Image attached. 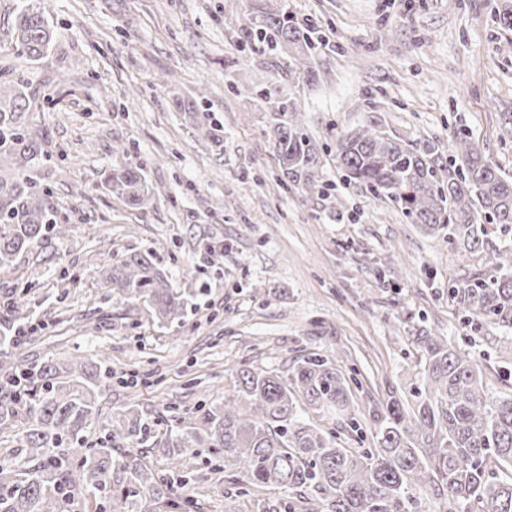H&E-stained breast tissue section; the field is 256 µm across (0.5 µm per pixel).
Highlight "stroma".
Here are the masks:
<instances>
[{"instance_id": "obj_1", "label": "stroma", "mask_w": 512, "mask_h": 512, "mask_svg": "<svg viewBox=\"0 0 512 512\" xmlns=\"http://www.w3.org/2000/svg\"><path fill=\"white\" fill-rule=\"evenodd\" d=\"M271 2L43 0L54 44L21 65L27 121L46 155L32 175L70 232L0 270V301L27 291L47 324L28 339L27 358L78 353L107 371L138 372L142 384L102 397V425L126 404L151 421L169 406L222 400L239 369L284 374L297 356L327 349L361 381L356 401L368 424L389 393L416 383V330L467 348L488 393L511 394L512 345L491 326L472 330L448 305L449 280L482 268L481 257L344 185L335 145L372 119L407 144L443 150L461 129L512 174V51L500 49L512 31L492 22L512 0H287L323 40L311 60L317 77L298 98L331 191L305 199L275 179L269 111L233 89L288 84L276 51L241 49L224 24ZM201 84L205 98L193 97ZM206 116L219 137H199ZM118 146L158 192L148 209L102 188ZM90 224L103 227L97 239ZM210 241L224 247L220 263L208 261ZM146 252L189 300L181 324L152 321L102 284L113 257ZM386 257L397 279L378 277ZM238 490L228 476L194 485L201 512H224L232 498L252 512Z\"/></svg>"}]
</instances>
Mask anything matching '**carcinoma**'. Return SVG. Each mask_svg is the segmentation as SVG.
<instances>
[{
	"label": "carcinoma",
	"instance_id": "cac0c4a2",
	"mask_svg": "<svg viewBox=\"0 0 512 512\" xmlns=\"http://www.w3.org/2000/svg\"><path fill=\"white\" fill-rule=\"evenodd\" d=\"M16 57L36 62L49 52L54 32L40 0H17L8 25ZM241 46L267 43L288 59V79L311 85L314 32L284 4L266 6L239 26ZM271 110L269 139L278 161L276 181L305 196L320 188V155L308 134L297 98L277 88L237 86ZM30 110L23 71L0 80V159L14 172L0 173V269L31 246L62 239L68 225L52 221L49 204L24 168L43 155L25 123ZM343 182L392 201L410 223L466 254H482L483 269L448 282V305L463 322L512 331V177L484 157L463 130L444 154L434 145L411 147L362 126L336 138ZM103 189L143 209L156 190L142 165L119 163ZM117 296L147 303L161 323L183 317L184 294L172 288L153 256L118 258L102 271ZM29 300L12 296L0 305V512H194L199 508L182 458L207 450L211 467L239 480L238 495L257 488L284 496L254 502L255 512H512V394L486 391L480 365L444 336L416 337L423 351L421 383L411 398L394 393L380 405L371 446L345 448L336 434L298 415L305 405L335 416L340 429L365 433L356 416V378L328 354L303 356L288 376L242 368L222 402H204L154 420L166 425L155 447L167 451L160 474L140 454L116 453L149 429L134 406L112 413L102 439H89L101 397L112 377L100 364L74 355L24 364L16 356L22 329L35 334Z\"/></svg>",
	"mask_w": 512,
	"mask_h": 512
}]
</instances>
